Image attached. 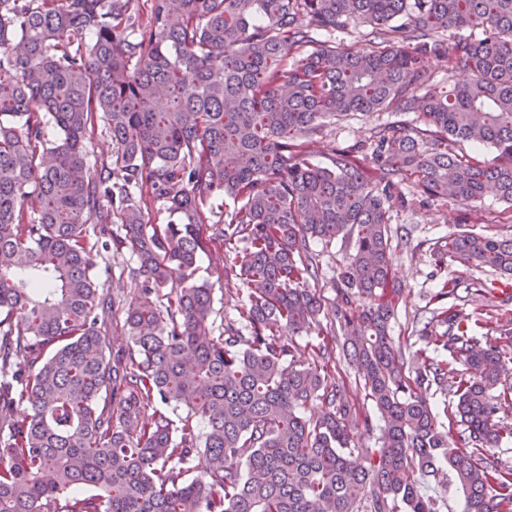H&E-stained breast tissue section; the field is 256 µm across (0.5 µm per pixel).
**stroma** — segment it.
Masks as SVG:
<instances>
[{"instance_id":"1","label":"stroma","mask_w":512,"mask_h":512,"mask_svg":"<svg viewBox=\"0 0 512 512\" xmlns=\"http://www.w3.org/2000/svg\"><path fill=\"white\" fill-rule=\"evenodd\" d=\"M416 118L413 112L355 114L327 125L322 134L310 141L307 146L309 158L313 163L329 165L336 150L366 140L372 127L397 122L412 124ZM505 208L504 202L488 194L473 205L429 199L393 210L392 269L402 292L390 334L403 352L410 353L418 348V332L430 322L438 306L435 294L447 276L479 292L478 308L471 319L473 334L494 338L504 330H512V280L489 267L465 266L453 261L440 267L435 262L437 248L460 231L512 236V223L502 224L497 220L499 212ZM223 209V199L215 196L203 211L201 229L211 236L212 242L209 250L200 256L197 272L198 280L206 282L211 290V319L217 325L235 318L237 307L245 297L233 280L225 277L224 244L212 236L213 222ZM103 261L110 267L109 274L102 278L104 294L113 303L108 322L110 351L112 355L122 356L131 349L124 325V310L137 295L140 281L128 273L129 266L135 263L132 255L107 253Z\"/></svg>"}]
</instances>
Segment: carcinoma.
<instances>
[{"label": "carcinoma", "mask_w": 512, "mask_h": 512, "mask_svg": "<svg viewBox=\"0 0 512 512\" xmlns=\"http://www.w3.org/2000/svg\"><path fill=\"white\" fill-rule=\"evenodd\" d=\"M131 2L0 0V512H440L432 482L463 512H512V466L474 456L512 440L498 416L512 331L472 334L447 278L443 330L421 329L408 358L389 336L401 184L512 206V0H145V19ZM351 20L370 47L314 37ZM380 111L424 127L370 129L372 175L361 143L329 167L307 158L330 121ZM100 121L114 155L91 167ZM469 141L497 161L455 149ZM213 195L230 201L216 234L247 293L217 336L196 280ZM154 204L168 224L150 223ZM339 237L333 335L374 419L329 345L315 358L295 340L324 313L313 245ZM109 250L142 279L127 361L106 354ZM440 254L512 275V237L462 231ZM432 390L454 397L446 432ZM374 431L377 449L356 444ZM342 342V338L340 336H336V376H341L346 380L349 399L357 401L362 405L364 402V392L359 385H356V381L358 382L356 369L347 364L343 359Z\"/></svg>", "instance_id": "1"}]
</instances>
